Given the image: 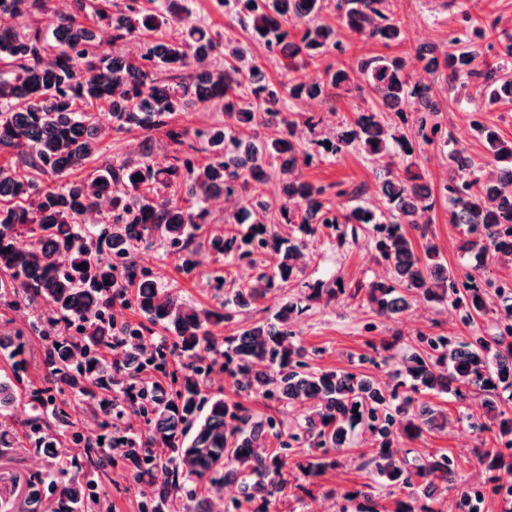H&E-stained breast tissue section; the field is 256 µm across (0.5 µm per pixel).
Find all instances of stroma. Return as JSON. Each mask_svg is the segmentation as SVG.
<instances>
[{
    "label": "stroma",
    "instance_id": "1",
    "mask_svg": "<svg viewBox=\"0 0 512 512\" xmlns=\"http://www.w3.org/2000/svg\"><path fill=\"white\" fill-rule=\"evenodd\" d=\"M464 9L470 10L483 25L512 29V0H397L396 17L406 35L404 43L386 47L373 40L349 35L343 41V53L333 52L318 58L304 74L308 81L315 82L322 77L327 65L341 62L352 69L360 59L387 54L406 58V73L410 80L423 78L426 75L424 64L410 54V45L434 46L441 51L447 49L448 35L459 30L458 17ZM436 89V100L442 110L441 121L451 132L453 143L448 148L440 144L429 145L417 155L427 182L435 190L445 178L449 148L465 149L480 164L488 159L482 141L470 126L466 98L457 96L441 80L437 81ZM358 102L357 91L343 89L334 90L320 100L292 101L293 110L316 115L321 120L315 130L299 126L297 133L302 147L316 152L313 143L316 134L329 133L339 123L351 118ZM173 149V144L163 133L157 132L150 137L138 129L118 133L107 121L103 124L98 156L93 163L79 170L78 175L85 178L96 167L137 159L144 154L156 166L165 167L171 162ZM301 174L305 180L326 186L331 207L345 210L354 204L370 208L381 204L378 167L367 155L354 149L314 160L312 164L302 166ZM430 229L448 266L466 271L467 265L457 250L461 229L449 223L445 199H437ZM188 257L195 263L189 273L183 270L184 260ZM132 259L136 265L152 270L160 287L178 291L187 304L199 309L217 307L221 292L215 287L214 273L223 269L225 258L211 253L207 246L194 247L188 255L170 249L164 240L158 239L151 247L135 250ZM385 273L384 266L373 258L369 235H360L354 243H342L337 232L325 231L314 240L312 254L293 288L285 293L267 294L256 306L235 316L232 325L218 326L215 340L223 342L234 327L272 316L290 300L299 308L293 330L297 341L310 351L312 368L352 370L394 385L398 382L394 374L395 363L416 345L418 336L430 333L465 336L472 330L484 334L492 332L496 318L492 311L478 316L474 327L468 329L453 312L438 314L420 301L413 302L406 314L386 319L376 316L364 301L349 297V290L368 284ZM337 279L344 282V295L327 304L308 300L309 284L320 281L329 285ZM50 315L51 311L43 301H18L13 296L0 295V379L18 383L16 402L0 412V427L21 435L28 432V423L34 414L29 390H47L57 396L65 389L63 383L53 380L46 364L47 340L29 332L31 324H45ZM388 341L393 342L394 347L390 351V360L383 361L378 349ZM362 355L367 356V363H359L358 358ZM483 401V395L476 393L463 401L445 395L433 396V404L447 411L450 424L447 430L427 434L422 441L412 443V451L448 454L455 459L465 479L479 478L474 449L498 445L494 432L477 433L469 426L470 419L483 416ZM367 446L366 435L354 431L341 467L314 480L307 490L295 489L273 500L268 512H320L324 506L329 512H338L343 505L347 506L348 512H357L358 501L342 502L341 495L372 482L373 475L364 457ZM36 474L44 478L45 494L50 499L67 480L59 470L57 459L46 455L34 443L12 450L7 458L0 460V503L10 498L18 499L15 477ZM81 474L85 480L94 483L104 512H140L141 495L122 461H115L104 473L87 466L82 468Z\"/></svg>",
    "mask_w": 512,
    "mask_h": 512
}]
</instances>
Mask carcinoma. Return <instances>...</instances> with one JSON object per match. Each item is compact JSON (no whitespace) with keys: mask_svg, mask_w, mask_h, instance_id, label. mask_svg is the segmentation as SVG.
<instances>
[{"mask_svg":"<svg viewBox=\"0 0 512 512\" xmlns=\"http://www.w3.org/2000/svg\"><path fill=\"white\" fill-rule=\"evenodd\" d=\"M107 2L76 0L86 22L73 14L57 16L49 44L40 32L19 28L43 0H0V58L10 67L9 75L0 78V151L11 149L21 158L17 166L0 165V291L46 302L56 324H78L81 338L55 337L48 362L74 395L89 399L106 427L113 408L106 398L113 386L110 370H127L132 383L123 390L124 402L132 414L147 418L148 431L117 437L107 448L87 446L98 466L120 455L142 488L141 512H173L180 491L194 504L190 512H211L207 505L229 491L233 497L225 512H265L253 504L259 500L266 506L285 491L290 441L303 438L321 449L297 464L310 481L341 465L348 432L360 425L372 443L371 472L408 493L391 511L370 484L343 494L363 499L359 512H430L425 502L444 491L454 492L462 512H477L489 495L512 501V483L496 476L512 475V415L496 403L499 390L512 389V279L478 281L475 276L489 255L512 264V139L482 117L512 104V32L504 29L494 36L466 10L465 36L451 37L447 50L415 48L428 73L439 72L450 84L466 78L480 91L469 117L492 168L485 172L471 156L452 149L443 185L448 223L463 228L458 250L476 261L461 274L445 264L428 236L433 201L412 143L417 135L427 145L437 137L446 144L448 132L436 121L441 109L434 83L410 82L405 58L359 61L370 105L356 107L351 122L317 141L320 156L353 147L382 163V206L333 210L326 205L327 187L305 180L299 171V164L310 163L315 154L295 141L296 127L318 122L312 114L286 111L285 97L313 100L350 85L349 69L341 64L328 65L316 83L302 75L316 56L342 49L345 31L386 44L405 40L395 0H224L232 18L279 56V65L288 70L286 84L271 81L229 34L224 35V67H215L217 41L183 16L181 0H163L159 14L138 9V0L116 10ZM172 21L182 25L179 38L161 32ZM89 22L110 27L114 44L145 32L156 36L143 41L134 58L105 56L97 52ZM497 45L499 62L491 65L487 55ZM209 104L222 107L224 126L195 132L197 142L188 145L195 156L176 154L173 163L157 168L144 154L101 167L86 180L71 178L100 152V113H107L117 132L161 131L172 144L183 145L186 132L173 128L171 120L194 105ZM136 175L140 180H134ZM273 179L283 192L277 206L266 199L265 187ZM221 194L251 219L247 232L238 229L234 213L224 219V232L209 231L201 203ZM274 210L288 233L272 227ZM92 214L103 219L80 225ZM341 224L369 227L376 258L389 268L384 279L351 293H365L376 315L401 314L414 297L453 308L468 327L498 298L507 305L498 310L493 333L469 339L419 337L420 348L403 356L396 370L410 384L402 392L370 375L311 369L308 351L295 341L292 319L298 306L292 302L273 318L225 337L219 350L213 328L231 322L271 290L288 287L302 272L313 239ZM23 231L29 244L20 247L16 237ZM412 231L421 240L418 247ZM156 237L181 251L199 239L217 254L247 261L255 273L220 307L199 310L177 292L160 289L151 272L131 263L132 250L150 246ZM344 293L341 283L326 288L318 282L309 288L308 299L329 302ZM119 301L130 302L147 322L172 332V346L148 344L141 326L117 321L111 312ZM183 354L191 363L152 380L150 398L140 397L133 380L148 366ZM220 363L233 379V398L208 389L207 374ZM472 392L485 396L487 421L471 427L496 431L507 449L477 451L484 480L458 486L457 465L446 454L398 456L400 443L448 427V414L425 396L448 394L462 401ZM251 396L308 406L301 434L286 441L275 418L255 420L241 401ZM32 401L36 408L52 406L50 414L38 413L30 421L36 444L71 461L60 439L72 428L67 412L54 398L36 395ZM70 438L79 441L75 431ZM21 447L19 435L0 430V457ZM157 470L165 480L156 479ZM42 484L39 478L26 479L24 512H79L97 504L94 485L78 474L50 502Z\"/></svg>","mask_w":512,"mask_h":512,"instance_id":"carcinoma-1","label":"carcinoma"}]
</instances>
